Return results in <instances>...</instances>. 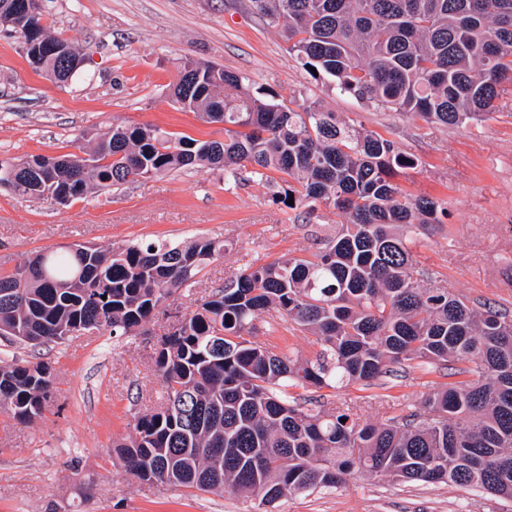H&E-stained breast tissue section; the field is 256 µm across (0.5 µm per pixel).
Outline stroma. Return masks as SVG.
Masks as SVG:
<instances>
[{
    "label": "stroma",
    "instance_id": "1",
    "mask_svg": "<svg viewBox=\"0 0 512 512\" xmlns=\"http://www.w3.org/2000/svg\"><path fill=\"white\" fill-rule=\"evenodd\" d=\"M51 34L86 59L78 78L61 86L36 73L19 40L0 30V160L87 150L92 134L113 123H151L208 140L220 125L174 108L169 91L190 58L247 73L278 100L317 104L413 155L399 183L412 195L438 198L443 223L420 236L416 259L432 284L471 303L512 312V99L482 127L425 125L412 115L368 108L315 82L289 55L276 28L248 0H45ZM340 213L303 219L272 200L265 184L229 189L224 171L202 166L103 189L67 206L0 189V269L35 253L77 244L110 251L154 239L198 236L224 251L178 292L171 315H157L126 336L85 334L33 348L0 337V360L42 359L53 368L56 398L33 423L0 408V512H266L255 498L202 493L130 475L113 445L159 403L163 388L154 356L174 312L196 309L245 264L301 256L316 233H333ZM257 341L312 357L306 333L270 314L255 320ZM445 370L414 360L375 385L324 390L325 401L358 408L379 424L417 407ZM275 512H512V500L475 487L394 484L369 475L332 491L303 492Z\"/></svg>",
    "mask_w": 512,
    "mask_h": 512
}]
</instances>
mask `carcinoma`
<instances>
[{"instance_id": "1", "label": "carcinoma", "mask_w": 512, "mask_h": 512, "mask_svg": "<svg viewBox=\"0 0 512 512\" xmlns=\"http://www.w3.org/2000/svg\"><path fill=\"white\" fill-rule=\"evenodd\" d=\"M249 2L302 68L316 69L313 80L368 107L477 127L512 94V0ZM170 96L176 109L224 125V139L114 124L93 137L87 158L0 161V181L44 199L67 184L77 201L95 188L212 166L229 186L264 180L276 203L334 209L346 223L305 256L245 265L181 315L155 352L164 402L115 446L126 470L267 505L359 474L511 498L512 315L428 286L432 273L414 246L445 208L395 182L413 159L333 112L287 107L222 66L184 59ZM223 250L197 237L49 252L42 270L30 259L0 272V335L34 345H61L78 328L128 335ZM270 310L312 337L311 358L254 340V320ZM412 360L455 364L472 379L443 383L381 424L349 407L309 408L290 393L371 386ZM53 398L50 363L0 365V407L18 423Z\"/></svg>"}]
</instances>
